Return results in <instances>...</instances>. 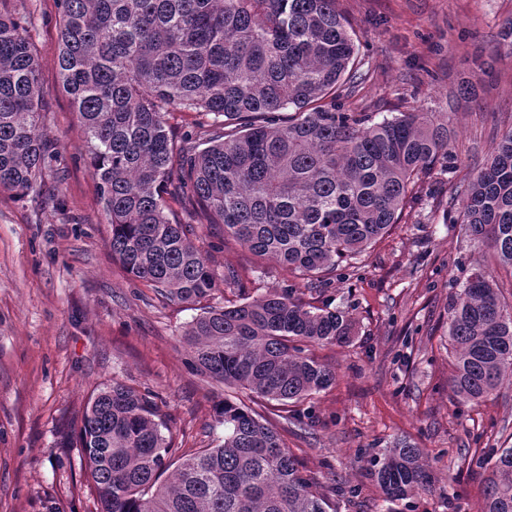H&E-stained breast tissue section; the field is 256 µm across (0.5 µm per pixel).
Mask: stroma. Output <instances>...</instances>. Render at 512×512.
I'll list each match as a JSON object with an SVG mask.
<instances>
[{"label":"stroma","instance_id":"1","mask_svg":"<svg viewBox=\"0 0 512 512\" xmlns=\"http://www.w3.org/2000/svg\"><path fill=\"white\" fill-rule=\"evenodd\" d=\"M338 7L367 74L346 106L377 120L448 113L456 167L425 178L400 223L358 256L357 272L320 292L294 279L303 301L330 304L355 323L347 342L310 349L336 380L296 403L309 413L307 424L284 423L273 402L252 407L281 431L329 512H482L486 473L476 458L483 448L512 446V385L477 402L456 395L448 304L478 267L512 303V269L442 216L449 187L472 178L512 129V53L498 47L512 0H338ZM0 9L32 22L52 98L43 133L59 151L40 192L18 199L0 191V512H98L78 449L61 445L76 437L95 388L116 381L152 392L186 448L222 444L220 406L249 399L195 374L181 341L203 308L223 305V291L169 302L112 258L111 226L81 155L80 118L58 85L55 0H0ZM466 81L477 95L458 94ZM169 209L216 275L238 271L243 297L284 287L280 268L226 236L223 225L198 223L175 201ZM400 440L422 448L433 484L390 502L374 472Z\"/></svg>","mask_w":512,"mask_h":512}]
</instances>
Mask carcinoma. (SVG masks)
Masks as SVG:
<instances>
[{"mask_svg": "<svg viewBox=\"0 0 512 512\" xmlns=\"http://www.w3.org/2000/svg\"><path fill=\"white\" fill-rule=\"evenodd\" d=\"M57 71L79 114L112 257L173 302L237 285L217 282L166 197L285 273L327 284L340 265L399 223L421 178L454 167L450 118L401 112L375 121L344 112L340 87L361 86L356 37L337 0H57ZM210 117L176 137L173 111ZM27 18L0 12V190L24 198L58 153ZM288 113V120L280 119ZM461 199L462 207L454 201ZM443 223L512 268V129L472 180L450 192ZM353 322L285 286L208 307L182 334L197 374L282 405L335 380L307 354L349 339ZM451 384L479 401L512 382V304L475 268L452 296ZM224 442L178 454L170 418L150 392L98 389L82 416V466L100 512H328L326 498L278 432L224 400ZM422 449L400 442L376 479L387 498L431 487ZM492 469L483 512H512V448L477 459ZM175 467L171 478L163 474Z\"/></svg>", "mask_w": 512, "mask_h": 512, "instance_id": "carcinoma-1", "label": "carcinoma"}]
</instances>
